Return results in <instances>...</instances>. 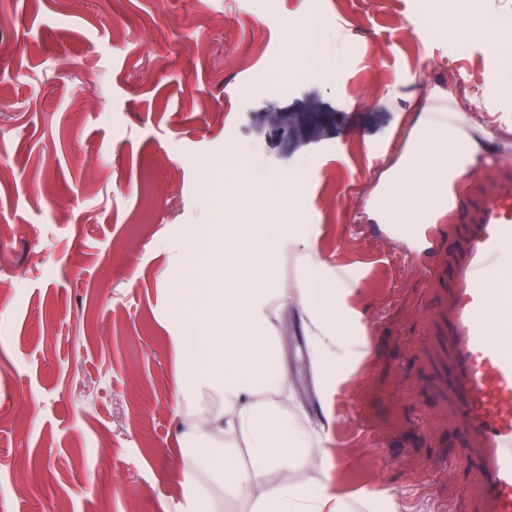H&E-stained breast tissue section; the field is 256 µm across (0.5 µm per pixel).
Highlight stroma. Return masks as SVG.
I'll return each instance as SVG.
<instances>
[{"mask_svg":"<svg viewBox=\"0 0 512 512\" xmlns=\"http://www.w3.org/2000/svg\"><path fill=\"white\" fill-rule=\"evenodd\" d=\"M313 16L321 54H289ZM477 16L512 31V0H0V512H183L158 273L223 223L205 204L233 168L300 180L295 223L362 271L368 355L327 412L298 314L278 323L327 438L295 481L354 512L384 487L403 512H473L441 356L457 222L414 253L366 209L420 114L455 111L448 85L479 109L484 155L512 157V64ZM306 110L335 127L280 145L270 114Z\"/></svg>","mask_w":512,"mask_h":512,"instance_id":"obj_1","label":"stroma"}]
</instances>
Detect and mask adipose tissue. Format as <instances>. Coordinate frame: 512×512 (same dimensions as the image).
I'll return each instance as SVG.
<instances>
[{
    "label": "adipose tissue",
    "mask_w": 512,
    "mask_h": 512,
    "mask_svg": "<svg viewBox=\"0 0 512 512\" xmlns=\"http://www.w3.org/2000/svg\"><path fill=\"white\" fill-rule=\"evenodd\" d=\"M482 149L455 119L419 118L374 183L369 220L428 226ZM198 253L197 263L178 257L159 273L162 281L188 283L171 327L183 408L191 411L204 394L218 403L193 413L185 434L194 451L182 477L186 512H224L227 492L246 495L251 512H349L331 484L304 489L292 478L324 437L293 411L292 379L281 364L287 338L275 323L298 310L321 399L329 401L366 354L364 316L350 303L358 269L326 261L304 224H209ZM286 261L297 279L283 274ZM267 392L272 400L260 401ZM237 438L248 448V466H240L231 445Z\"/></svg>",
    "instance_id": "adipose-tissue-1"
}]
</instances>
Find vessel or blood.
<instances>
[{"label": "vessel or blood", "instance_id": "1", "mask_svg": "<svg viewBox=\"0 0 512 512\" xmlns=\"http://www.w3.org/2000/svg\"><path fill=\"white\" fill-rule=\"evenodd\" d=\"M462 241L450 256L452 287L442 312L452 373L451 414L474 460L478 512H512V348L492 336L490 301L512 306V280L488 293L485 281L512 250V159H490L465 198L450 197Z\"/></svg>", "mask_w": 512, "mask_h": 512}]
</instances>
